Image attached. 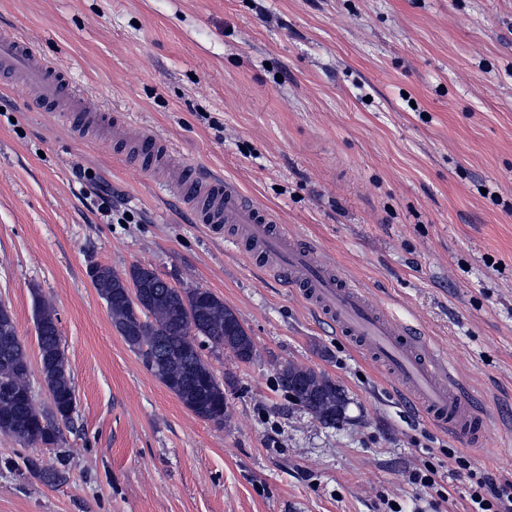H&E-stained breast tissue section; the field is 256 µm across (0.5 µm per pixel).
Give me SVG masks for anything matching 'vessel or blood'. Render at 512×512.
Returning <instances> with one entry per match:
<instances>
[{"label":"vessel or blood","mask_w":512,"mask_h":512,"mask_svg":"<svg viewBox=\"0 0 512 512\" xmlns=\"http://www.w3.org/2000/svg\"><path fill=\"white\" fill-rule=\"evenodd\" d=\"M0 75L20 78L37 104L64 106L95 119L101 107L78 91L68 76L50 65L11 31H0ZM116 141L129 142V166H162L163 181L177 192L196 223L233 228L239 250L251 266L276 275L338 335L350 339L396 384L420 415L448 430L466 446L482 447L489 425L477 411L447 360L412 324L392 317L358 283L335 270L333 261L308 240L289 234L275 214L251 200L231 179L182 163L167 164L158 138L130 125L112 126Z\"/></svg>","instance_id":"vessel-or-blood-1"}]
</instances>
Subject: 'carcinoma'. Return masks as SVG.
Instances as JSON below:
<instances>
[{
	"instance_id": "cac0c4a2",
	"label": "carcinoma",
	"mask_w": 512,
	"mask_h": 512,
	"mask_svg": "<svg viewBox=\"0 0 512 512\" xmlns=\"http://www.w3.org/2000/svg\"><path fill=\"white\" fill-rule=\"evenodd\" d=\"M151 290L144 319L131 312L129 284ZM106 302L112 323L130 348L140 356L156 348L162 337L159 366L153 375L195 416L224 423V385L214 375L201 350L207 343L231 351L242 362L256 355L252 337L236 313L213 293L199 288L183 291L161 283L146 268L133 265L120 274L101 266L93 280ZM37 318L43 323L38 338L41 371L47 384L53 419L40 412L35 402L0 395V419L8 425L0 433L23 445H53L60 438V424L68 423L64 410L76 398L75 388L61 350L58 318L46 301H37ZM29 357L18 339L13 318L0 323V382H7L15 393L28 387ZM279 387L297 406L323 425H336L345 418L349 398L342 385L313 367L288 361L277 369Z\"/></svg>"
}]
</instances>
